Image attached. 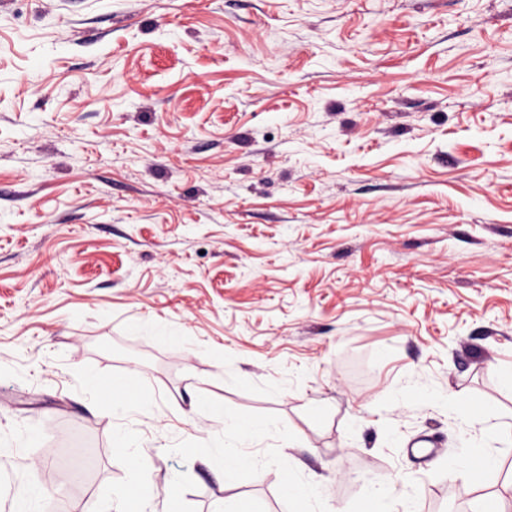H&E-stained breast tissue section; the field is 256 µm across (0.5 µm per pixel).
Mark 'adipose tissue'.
Here are the masks:
<instances>
[{
  "instance_id": "ef3b65f1",
  "label": "adipose tissue",
  "mask_w": 512,
  "mask_h": 512,
  "mask_svg": "<svg viewBox=\"0 0 512 512\" xmlns=\"http://www.w3.org/2000/svg\"><path fill=\"white\" fill-rule=\"evenodd\" d=\"M127 385L124 379L114 382L108 409L119 421L115 442L132 446L139 438L138 425L144 405L129 394ZM386 402L392 407L412 411L436 406L450 409L459 433L455 454L457 464L453 468L457 474L461 473V465L465 462L482 468L494 467L496 457L490 437L503 441L512 439V426L492 421L484 412L474 409L463 396L449 394L436 381L421 373L405 377L388 394ZM195 415L212 421L210 445L225 467L287 468L289 490L303 504L304 512H329L326 491L310 475L288 465L287 451L295 447L296 439L286 425L275 419L243 421L207 402L198 403ZM366 497L372 501L373 512H418V492L389 478L371 481L356 493L344 496L340 512H360L361 501Z\"/></svg>"
}]
</instances>
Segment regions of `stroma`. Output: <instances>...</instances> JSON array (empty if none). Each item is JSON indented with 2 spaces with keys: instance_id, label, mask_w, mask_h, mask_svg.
<instances>
[{
  "instance_id": "1",
  "label": "stroma",
  "mask_w": 512,
  "mask_h": 512,
  "mask_svg": "<svg viewBox=\"0 0 512 512\" xmlns=\"http://www.w3.org/2000/svg\"><path fill=\"white\" fill-rule=\"evenodd\" d=\"M415 372L512 422V0H0L1 461L58 486L74 462L9 437L44 423L94 462L68 512L135 458L157 512H301L217 463L207 400L328 490L512 512V442L463 481L447 409L371 415ZM128 375L160 407L134 448ZM128 383L129 380L126 379L113 381L112 397L107 405L113 417L120 421L114 434V442L124 446L137 444L138 425L144 410L143 402L129 394Z\"/></svg>"
}]
</instances>
